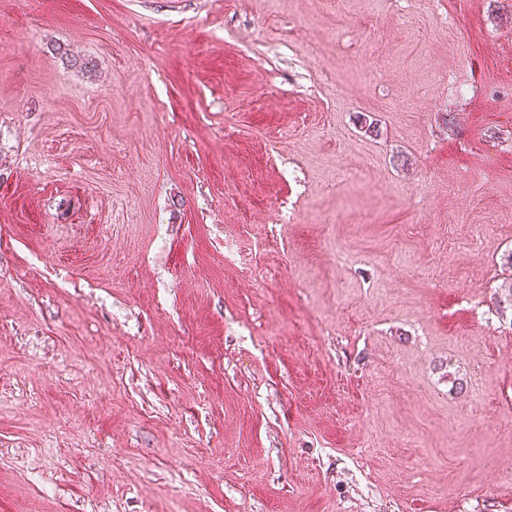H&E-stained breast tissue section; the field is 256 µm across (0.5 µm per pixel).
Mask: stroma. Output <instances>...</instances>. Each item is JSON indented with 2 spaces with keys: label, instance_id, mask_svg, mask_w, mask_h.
<instances>
[{
  "label": "stroma",
  "instance_id": "1",
  "mask_svg": "<svg viewBox=\"0 0 512 512\" xmlns=\"http://www.w3.org/2000/svg\"><path fill=\"white\" fill-rule=\"evenodd\" d=\"M512 0H0V512H512Z\"/></svg>",
  "mask_w": 512,
  "mask_h": 512
}]
</instances>
